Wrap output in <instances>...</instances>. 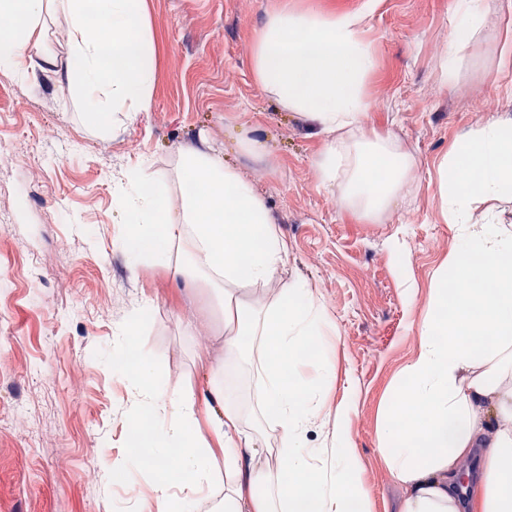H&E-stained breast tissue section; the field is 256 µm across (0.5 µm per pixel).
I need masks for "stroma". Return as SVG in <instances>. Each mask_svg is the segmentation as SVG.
Segmentation results:
<instances>
[{
  "label": "stroma",
  "mask_w": 512,
  "mask_h": 512,
  "mask_svg": "<svg viewBox=\"0 0 512 512\" xmlns=\"http://www.w3.org/2000/svg\"><path fill=\"white\" fill-rule=\"evenodd\" d=\"M365 0H144L145 33L157 70L146 109L96 121L66 86L35 71L0 75V194L11 222L0 238V512H147L138 491L156 472L124 461L133 443L115 334L139 320L144 352L176 389H199L198 355L223 362L217 292L179 286L172 269L132 266L119 238L125 218L116 182L148 161L172 175L178 153L200 132L226 163L253 180L288 240V261L271 290L306 281L336 323L338 372L331 404L362 458L358 480L372 512H396L402 490L376 438L382 413L415 357L437 273L458 246L443 215L438 166L451 147L489 120L512 124V0H487L483 34L468 46L455 82L439 60L448 50L456 0H379L363 37L375 58L363 91L369 123L416 162L406 200L377 223L341 207L314 161L324 137L308 117L280 110L255 82L256 28L288 9L326 16ZM269 144L257 159L236 128ZM116 473L102 483L103 462Z\"/></svg>",
  "instance_id": "stroma-1"
}]
</instances>
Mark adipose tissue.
<instances>
[{
    "mask_svg": "<svg viewBox=\"0 0 512 512\" xmlns=\"http://www.w3.org/2000/svg\"><path fill=\"white\" fill-rule=\"evenodd\" d=\"M97 28L85 0H0V16L23 15L28 27L0 34V72L24 80L31 23L47 8L64 18L68 62L41 55L40 70L68 84L88 116L141 111L156 74L145 36L143 0H96ZM485 0H458L444 75L455 77L459 53L482 33ZM364 12L328 17L277 11L255 32L253 74L280 108L308 116L325 136L315 161L323 187L340 190L344 207L376 218L397 204L410 182L413 158L391 137L368 131L362 94L374 57L363 39ZM194 182L177 195L173 181ZM444 215L459 240L448 267L462 288L437 289L420 325L419 350L406 382L388 404L377 432L395 480L400 512H458L460 467L481 449V469L467 512H512V229L494 213L471 222L477 198L512 196V125L489 123L457 144L438 167ZM126 215L120 245L132 263H171L172 252L194 275L219 290L224 309V362L201 356L206 388L172 391L143 354L136 323L119 333L116 367L133 397L132 427L142 415L156 424L148 448L161 476L149 496L159 512H186L198 496L215 497L212 512H371L356 479L360 454L336 430L325 445H306L323 415L346 418L351 407L329 405L325 384L335 376L325 341L326 306L302 280L260 296L250 286L270 283L288 258V241L273 223L265 196L206 136L185 149L175 180L139 163L122 176L116 197ZM491 341L477 343L485 326ZM257 406L247 409L249 391ZM277 431L276 444L263 425ZM224 451V494L216 496L212 460Z\"/></svg>",
    "mask_w": 512,
    "mask_h": 512,
    "instance_id": "adipose-tissue-1",
    "label": "adipose tissue"
}]
</instances>
